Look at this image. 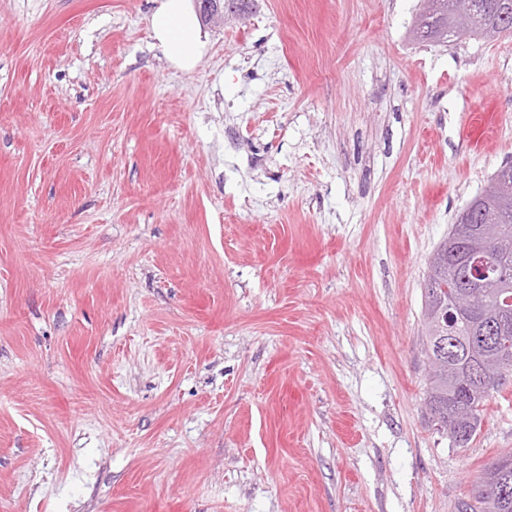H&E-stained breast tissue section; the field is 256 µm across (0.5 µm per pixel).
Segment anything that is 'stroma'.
Listing matches in <instances>:
<instances>
[{"mask_svg":"<svg viewBox=\"0 0 512 512\" xmlns=\"http://www.w3.org/2000/svg\"><path fill=\"white\" fill-rule=\"evenodd\" d=\"M153 0H0V512H455L423 283L512 163V36L255 0L195 70Z\"/></svg>","mask_w":512,"mask_h":512,"instance_id":"stroma-1","label":"stroma"}]
</instances>
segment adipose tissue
Masks as SVG:
<instances>
[{
	"instance_id": "adipose-tissue-1",
	"label": "adipose tissue",
	"mask_w": 512,
	"mask_h": 512,
	"mask_svg": "<svg viewBox=\"0 0 512 512\" xmlns=\"http://www.w3.org/2000/svg\"><path fill=\"white\" fill-rule=\"evenodd\" d=\"M150 17L152 46L167 63L180 71L193 70L207 43L191 0H155Z\"/></svg>"
}]
</instances>
